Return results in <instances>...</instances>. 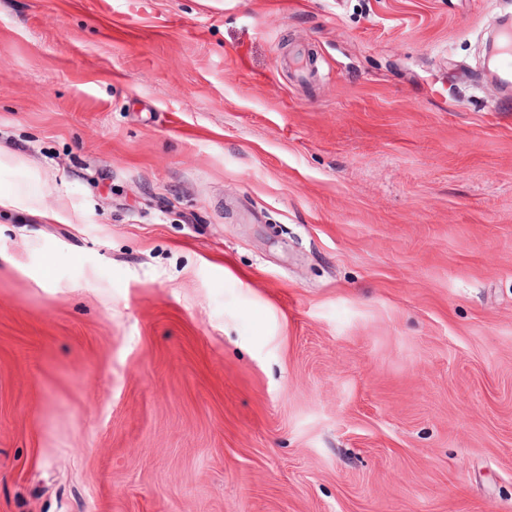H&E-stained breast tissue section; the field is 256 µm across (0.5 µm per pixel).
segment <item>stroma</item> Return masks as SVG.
<instances>
[{"label":"stroma","mask_w":512,"mask_h":512,"mask_svg":"<svg viewBox=\"0 0 512 512\" xmlns=\"http://www.w3.org/2000/svg\"><path fill=\"white\" fill-rule=\"evenodd\" d=\"M512 0H0V512H512ZM496 42L492 46V55L496 58L498 77L502 84L499 104L512 99V19L496 18L494 21ZM40 205L39 196L25 187H17L9 193H0V206L36 210Z\"/></svg>","instance_id":"obj_1"}]
</instances>
